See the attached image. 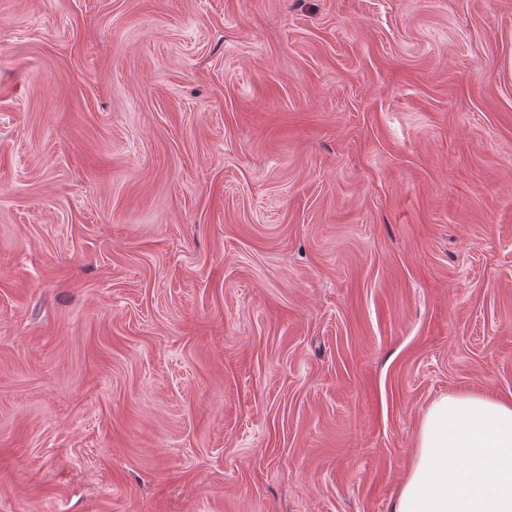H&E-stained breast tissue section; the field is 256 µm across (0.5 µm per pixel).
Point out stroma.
Returning <instances> with one entry per match:
<instances>
[{
	"label": "stroma",
	"mask_w": 512,
	"mask_h": 512,
	"mask_svg": "<svg viewBox=\"0 0 512 512\" xmlns=\"http://www.w3.org/2000/svg\"><path fill=\"white\" fill-rule=\"evenodd\" d=\"M512 402V0H0V512H391Z\"/></svg>",
	"instance_id": "stroma-1"
}]
</instances>
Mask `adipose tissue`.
<instances>
[{"instance_id":"1","label":"adipose tissue","mask_w":512,"mask_h":512,"mask_svg":"<svg viewBox=\"0 0 512 512\" xmlns=\"http://www.w3.org/2000/svg\"><path fill=\"white\" fill-rule=\"evenodd\" d=\"M392 512H512V403L476 394L434 400Z\"/></svg>"}]
</instances>
